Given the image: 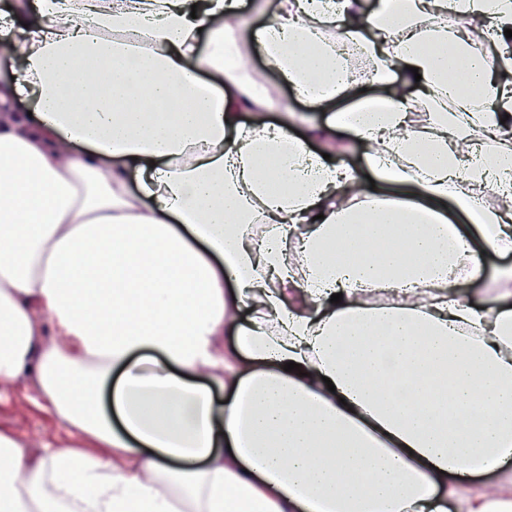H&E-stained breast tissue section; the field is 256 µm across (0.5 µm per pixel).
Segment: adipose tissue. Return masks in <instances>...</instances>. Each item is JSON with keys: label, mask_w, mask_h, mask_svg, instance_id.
<instances>
[{"label": "adipose tissue", "mask_w": 512, "mask_h": 512, "mask_svg": "<svg viewBox=\"0 0 512 512\" xmlns=\"http://www.w3.org/2000/svg\"><path fill=\"white\" fill-rule=\"evenodd\" d=\"M241 7L0 14V382L78 434L0 428V512H512V271L486 308L449 288L512 252V0H278L242 36ZM257 48L325 121L224 63ZM351 141L377 189L328 161Z\"/></svg>", "instance_id": "ef3b65f1"}]
</instances>
